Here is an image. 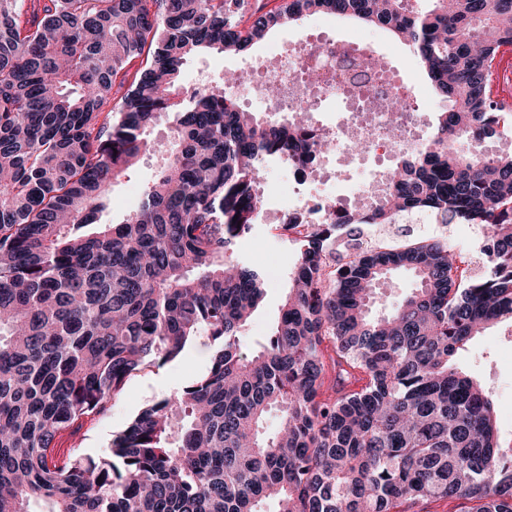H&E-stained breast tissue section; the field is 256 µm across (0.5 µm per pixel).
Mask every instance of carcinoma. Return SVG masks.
Here are the masks:
<instances>
[{"mask_svg":"<svg viewBox=\"0 0 512 512\" xmlns=\"http://www.w3.org/2000/svg\"><path fill=\"white\" fill-rule=\"evenodd\" d=\"M320 12L389 30L445 107L374 201L332 200L329 223L291 238L290 291L248 350L268 278L236 246L260 218V170H306L330 144L305 114L242 109L224 92L241 73L202 90L181 74ZM508 53L512 0H0V512H512V445L490 393L452 364L512 324V153L486 149L512 116L495 91ZM338 55L385 71L349 43ZM167 114L139 204L100 223ZM417 218L477 226L487 270L445 231L363 245L365 228ZM399 271L415 291L375 312ZM201 336L206 375L144 408L105 455L59 457L57 438L133 373Z\"/></svg>","mask_w":512,"mask_h":512,"instance_id":"carcinoma-1","label":"carcinoma"}]
</instances>
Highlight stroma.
Segmentation results:
<instances>
[{"label":"stroma","mask_w":512,"mask_h":512,"mask_svg":"<svg viewBox=\"0 0 512 512\" xmlns=\"http://www.w3.org/2000/svg\"><path fill=\"white\" fill-rule=\"evenodd\" d=\"M359 31L372 37L374 50L384 58L390 76L397 83L411 90L428 87L429 81L413 50L386 29L346 23L335 15L324 13L311 16L300 25L278 30L249 53L225 56L212 52L198 56L187 63L181 79L191 87L200 72L216 77L228 71L246 69L256 58L273 59L293 39L307 36L313 40L330 37L347 41ZM156 166V156L147 155L131 177L121 179L112 191L111 208L102 215L104 223L121 221L124 213L138 203L142 187L151 179ZM241 255L255 266L273 269L264 299L244 330L248 347L254 348L266 340L278 317L288 293V273L297 261V251L292 243L273 235L269 225L258 224L245 239ZM210 359V342L203 336L174 362L143 369L127 381L119 395L109 400L100 415L87 421L77 434L64 436L59 442L60 447L74 449L83 456L103 455L113 434L121 431L148 404L204 374ZM455 364L490 392L498 431L503 439H512V343L507 341L503 329L492 327L475 337L457 356Z\"/></svg>","instance_id":"1"}]
</instances>
